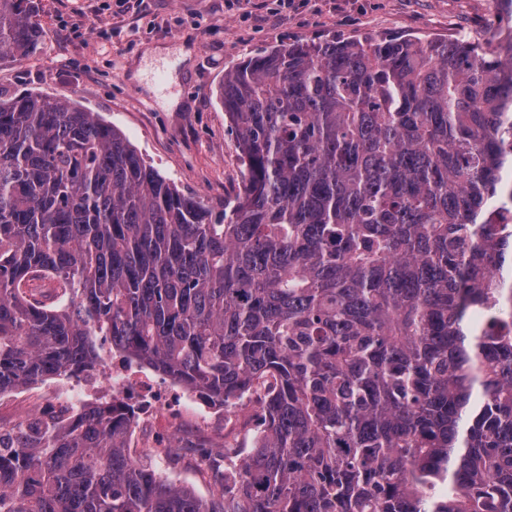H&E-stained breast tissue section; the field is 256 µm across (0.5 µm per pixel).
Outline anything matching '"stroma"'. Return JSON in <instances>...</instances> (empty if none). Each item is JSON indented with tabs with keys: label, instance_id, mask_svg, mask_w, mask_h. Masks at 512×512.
<instances>
[{
	"label": "stroma",
	"instance_id": "1",
	"mask_svg": "<svg viewBox=\"0 0 512 512\" xmlns=\"http://www.w3.org/2000/svg\"><path fill=\"white\" fill-rule=\"evenodd\" d=\"M38 51L0 59V89L79 101L120 129L147 164L185 194L222 208L243 166L217 91L224 71L295 41L397 34L447 39L470 34L498 44L491 0H39ZM186 427L167 466L205 496L216 475L196 477Z\"/></svg>",
	"mask_w": 512,
	"mask_h": 512
}]
</instances>
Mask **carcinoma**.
Instances as JSON below:
<instances>
[{
    "label": "carcinoma",
    "instance_id": "obj_1",
    "mask_svg": "<svg viewBox=\"0 0 512 512\" xmlns=\"http://www.w3.org/2000/svg\"><path fill=\"white\" fill-rule=\"evenodd\" d=\"M35 12L0 0V58ZM219 100L244 177L216 213L79 102L0 90V393L102 339L226 411L276 382L221 495L88 407L4 432L0 512H512V36L296 42Z\"/></svg>",
    "mask_w": 512,
    "mask_h": 512
}]
</instances>
